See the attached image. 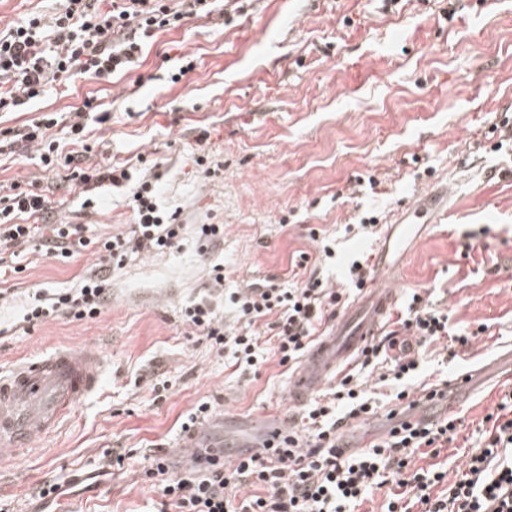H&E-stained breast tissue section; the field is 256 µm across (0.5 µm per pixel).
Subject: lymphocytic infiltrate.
Wrapping results in <instances>:
<instances>
[{
  "mask_svg": "<svg viewBox=\"0 0 512 512\" xmlns=\"http://www.w3.org/2000/svg\"><path fill=\"white\" fill-rule=\"evenodd\" d=\"M214 2L186 0L185 8L177 10L168 0H123L107 9L101 0H65L52 15L31 14L0 30V112L20 111L54 82L76 75L108 79L127 71L142 56L145 39L187 18L211 15ZM92 119L102 123L108 115L95 113L88 100L75 110L46 112L25 128L0 132L11 146L35 149L45 171H66L68 179L84 186L105 182L133 187L135 222L128 234L96 238L86 237L82 224H39L46 201L36 191L14 183L9 194L0 195V252L36 240L48 257L63 263L85 252L100 260L73 287L35 291L22 316L31 327L57 315L73 321L97 318L109 293L105 266L122 265L127 255L140 251L179 247L183 239L184 225L177 214L160 209L151 177H134L129 167L111 163L92 174L82 169L85 155L93 150ZM61 124L68 128L65 143L52 135ZM371 272L362 255L348 264L344 285L336 289L313 274L288 287L271 276L229 294L233 322L219 319L207 300L186 307L183 317L194 335L207 339L217 353H230L236 366L260 369L270 349L280 364L293 365L306 354L322 323L335 316L351 291L367 284ZM396 325L384 342L364 350L361 364L370 366L390 352L378 380L390 387V397L399 405L410 398L409 384L421 374L413 346L446 339L463 352L473 335L450 332L447 310L436 307L426 293L410 295ZM379 407L366 380L348 371L291 422L287 445L275 452L245 448L241 459L218 465L205 448L177 474L171 473L166 455H152L147 475L160 497L156 512H356L369 494L388 485L393 491L385 512H512V389L504 390L496 412L488 414L482 446L468 453L464 471L453 482L442 468L419 467L414 459L439 455L454 442L462 425L458 415L403 420L371 448L351 454L338 449L337 429L365 420Z\"/></svg>",
  "mask_w": 512,
  "mask_h": 512,
  "instance_id": "lymphocytic-infiltrate-1",
  "label": "lymphocytic infiltrate"
}]
</instances>
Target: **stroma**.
I'll return each mask as SVG.
<instances>
[{
	"label": "stroma",
	"instance_id": "1",
	"mask_svg": "<svg viewBox=\"0 0 512 512\" xmlns=\"http://www.w3.org/2000/svg\"><path fill=\"white\" fill-rule=\"evenodd\" d=\"M192 70L180 72L181 59ZM96 98L108 122L87 168L133 160L157 174V199L179 214L181 245L131 255L109 276L110 299L89 321L46 319L27 328L22 314L40 288L71 285L95 261L64 264L29 246L0 261V371L58 349L95 352L101 389L81 401L40 447L0 461V512H151L144 471L165 451L185 466L180 424L198 402L214 407L206 442L236 450L268 419L299 417L288 396L289 367L269 355L260 370H232L193 335L183 309L209 299L221 318L224 291L264 276L291 284V268L340 287L348 262L373 251L350 232L378 209L397 208L433 184L448 185V217L406 256L399 293L429 289L448 326L473 331L469 353L424 375L484 369L464 410L470 436L496 408L512 372L495 369L512 350V0H238L224 18H192L160 32L141 62L112 81L76 78L25 112L0 115V130L40 113L68 112ZM205 157L206 166L196 163ZM375 174L377 194L356 178ZM45 195L52 224H84L89 236L127 233L126 190L108 186L82 209L80 187L43 171L32 152L0 162V184ZM220 224L224 238L201 250L194 225ZM336 256L322 257L312 231ZM224 267L223 287L208 270ZM166 382L155 394V381ZM124 454L111 464L110 451ZM72 486L53 503L41 488Z\"/></svg>",
	"mask_w": 512,
	"mask_h": 512
}]
</instances>
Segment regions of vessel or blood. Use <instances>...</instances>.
I'll return each instance as SVG.
<instances>
[{
  "instance_id": "vessel-or-blood-1",
  "label": "vessel or blood",
  "mask_w": 512,
  "mask_h": 512,
  "mask_svg": "<svg viewBox=\"0 0 512 512\" xmlns=\"http://www.w3.org/2000/svg\"><path fill=\"white\" fill-rule=\"evenodd\" d=\"M448 212V191L417 196L398 211L374 245L375 274L368 288L337 312L323 335L294 369L289 393L294 404H303L326 381L353 360L394 310L397 268L411 246ZM103 364L94 352L69 350L45 354L0 374V449L17 452L37 446L71 414L75 405L95 393ZM481 377L468 371L451 375L449 391L470 395Z\"/></svg>"
}]
</instances>
